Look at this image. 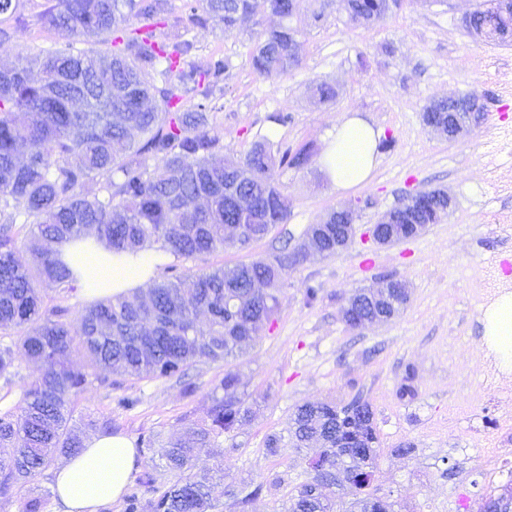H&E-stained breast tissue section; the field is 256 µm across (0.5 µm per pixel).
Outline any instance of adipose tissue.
<instances>
[{
  "label": "adipose tissue",
  "mask_w": 512,
  "mask_h": 512,
  "mask_svg": "<svg viewBox=\"0 0 512 512\" xmlns=\"http://www.w3.org/2000/svg\"><path fill=\"white\" fill-rule=\"evenodd\" d=\"M383 132L361 113H345L324 140L320 170L338 191L368 181L381 161ZM159 254L117 253L88 236L72 242L62 258L74 270L82 293L90 299L127 296L147 288L156 275ZM479 353L493 361L502 375L512 374V290L504 286L487 293L480 306ZM133 439L122 435L95 436L78 454L66 457L54 472L60 512H99L118 501L136 464Z\"/></svg>",
  "instance_id": "obj_1"
}]
</instances>
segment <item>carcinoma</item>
<instances>
[{"instance_id": "1", "label": "carcinoma", "mask_w": 512, "mask_h": 512, "mask_svg": "<svg viewBox=\"0 0 512 512\" xmlns=\"http://www.w3.org/2000/svg\"><path fill=\"white\" fill-rule=\"evenodd\" d=\"M304 0H266L283 25L263 32L251 53L254 70L282 75L299 66L300 28L290 24ZM205 17L231 32L252 10L251 0H202ZM357 27L369 28L387 13L384 0H336ZM168 0H56L39 15L49 31L84 38L87 47L47 50L0 67V380L13 384L22 365L40 372L20 386L14 408L0 411V498L50 468L58 456L84 447L71 425L75 404L100 372L133 379H184L205 360L229 364L278 314V285L288 267L306 257L307 243L268 258L194 271L176 264L149 288L127 297L80 306L44 305L48 292L77 289L59 259L63 247L89 235L116 252L154 245L184 261L236 247L245 249L288 222V198L276 170L307 166L312 146L281 150L264 139L238 159L223 155L204 104L184 107L188 96L207 100L221 90L228 63L206 67L191 61L194 44L176 35L161 42L132 18L159 25ZM203 17V18H205ZM191 13V24L203 21ZM512 29V15L483 0L466 30L496 43L495 32ZM155 161L147 164V158ZM248 201V213L234 208ZM437 211L405 204L396 215L393 242L414 237L413 224H435ZM27 230L32 261L16 257V228ZM305 237L336 254V225L311 224ZM367 289H358L340 309L372 314ZM79 352L85 363L72 364ZM415 372L408 368L400 399H414ZM231 368L213 384L208 422L188 423L165 442L142 435L141 446L158 454L171 475L164 490L145 470L126 498V512H211L214 475L194 470V461L217 439L242 426L250 409L235 395ZM296 448H322L307 459L309 479L288 499L287 512H336L322 488L348 474L362 491L374 476L379 437L371 406L354 397L343 406L307 402L289 417L287 435H271V452L285 439ZM153 493L145 500L141 489ZM346 512H392V503L366 494Z\"/></svg>"}]
</instances>
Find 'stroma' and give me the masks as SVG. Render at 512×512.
I'll return each mask as SVG.
<instances>
[{"instance_id":"35a3bbf8","label":"stroma","mask_w":512,"mask_h":512,"mask_svg":"<svg viewBox=\"0 0 512 512\" xmlns=\"http://www.w3.org/2000/svg\"><path fill=\"white\" fill-rule=\"evenodd\" d=\"M480 2L404 0L367 29L332 7L321 23L303 10L293 20L303 31L300 66L267 78L250 61L260 33L280 24L263 0H253L250 19L229 33L211 22L182 29L179 20L195 0H170L158 40L180 30L195 44L196 64L214 57L230 63L222 91L205 102L225 157L243 156L262 139L322 150L324 136L346 112L362 113L389 142L370 181L343 194L323 177L318 160L278 171L290 203L287 223L247 249L193 260L192 268L231 266L297 246L308 225L342 204L359 206L363 228L418 192L443 188L453 199L448 215L412 240L377 248L358 238L338 255L310 256L289 269L279 285L275 323L233 363L237 394L251 416L196 463L200 469L223 464L252 497L235 503L217 484L213 512H284L307 478L313 451L287 444L271 456L266 436L285 432L298 405H342L357 395L371 405L380 441L372 488L390 497L396 512H478L487 498L512 486V379L499 377L476 354L491 262L512 275V44H485L467 34L461 19ZM46 4L24 0V21L15 38L0 45V66L68 44L67 35L39 23ZM317 82L336 86L333 102L310 98L308 88ZM468 94L487 106L478 126L451 141L424 125L422 112L431 101ZM275 111L288 113L286 125L267 122ZM382 277L405 281L410 304L386 324L349 329L339 314L342 303ZM310 286L319 290L312 302ZM410 366L417 396L404 402L396 391ZM222 373L219 365L200 361L183 382L95 384L73 420L83 426L87 418L105 417L113 433L165 440L182 423L206 420L209 392ZM124 395L136 397V404L119 407ZM404 444L412 445L411 455L397 456Z\"/></svg>"}]
</instances>
